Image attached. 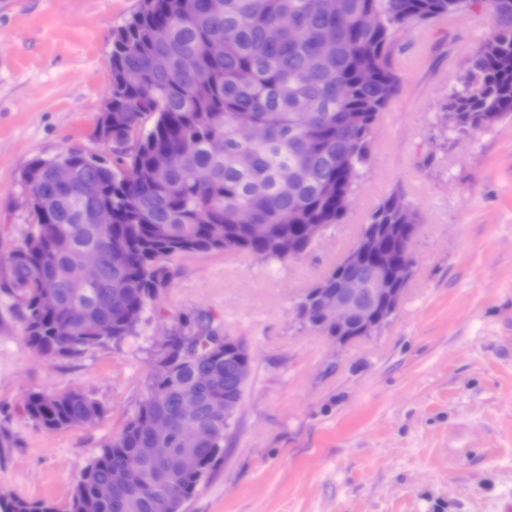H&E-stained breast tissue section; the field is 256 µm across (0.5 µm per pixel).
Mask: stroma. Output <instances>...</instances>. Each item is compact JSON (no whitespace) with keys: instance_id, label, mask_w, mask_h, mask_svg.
<instances>
[{"instance_id":"obj_1","label":"stroma","mask_w":512,"mask_h":512,"mask_svg":"<svg viewBox=\"0 0 512 512\" xmlns=\"http://www.w3.org/2000/svg\"><path fill=\"white\" fill-rule=\"evenodd\" d=\"M140 0H0V276L28 232L21 172L94 136L112 32ZM484 0L408 27L401 90L374 131L346 219L301 257H176L136 335L74 359L34 351L0 293V512L17 497L65 512L80 471L149 391L178 318L208 312L253 357L224 458L187 512H507L512 505V117L452 131L444 104L492 35ZM419 215L414 275L394 320L336 349L302 325L303 294L353 246L392 191ZM84 392L89 426L46 430L29 393Z\"/></svg>"}]
</instances>
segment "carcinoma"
Masks as SVG:
<instances>
[{"instance_id":"1","label":"carcinoma","mask_w":512,"mask_h":512,"mask_svg":"<svg viewBox=\"0 0 512 512\" xmlns=\"http://www.w3.org/2000/svg\"><path fill=\"white\" fill-rule=\"evenodd\" d=\"M342 0L343 27L319 0H142L112 33V111L99 114L94 135L112 139V159L72 149L64 154L76 180L59 187L51 159L22 172L34 200L24 244L8 258L0 290L14 300L28 344L44 356L77 358L109 341L136 335L125 321L172 279L169 261L189 253H242L268 263L308 249L301 224L332 227L346 217L371 154L369 132L400 91L394 63L398 34L409 26L453 17L469 0ZM496 29L474 53V85L459 83L445 104L452 127L475 131L512 115V0H487ZM171 59L153 68L156 52ZM259 125L265 137L241 141L237 130ZM176 154L165 169L157 154ZM392 192L367 225L404 258L417 212ZM99 208L112 223L95 224ZM249 224L267 227L253 239ZM102 259L101 275L82 278L85 253ZM45 291L53 311L39 306ZM178 328L149 394L112 443L81 472L66 512H83L99 485L129 463L146 481L98 502L97 512H181L221 460L229 426L213 407L229 395L242 403L246 385L227 372L223 329L205 313ZM195 404L183 421L179 408ZM26 415L48 430L89 425L102 407L72 390L29 394ZM165 416L173 430L155 436L146 421ZM172 449L164 463L149 449ZM10 512H57L47 500L15 498Z\"/></svg>"}]
</instances>
